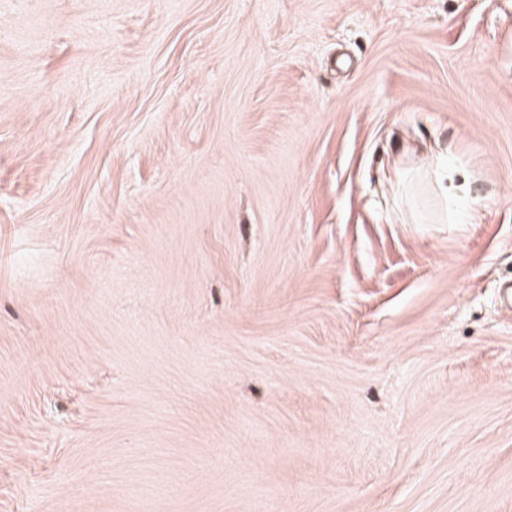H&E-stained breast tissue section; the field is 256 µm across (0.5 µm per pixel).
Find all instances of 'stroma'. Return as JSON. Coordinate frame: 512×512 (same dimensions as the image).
Returning a JSON list of instances; mask_svg holds the SVG:
<instances>
[{"label":"stroma","mask_w":512,"mask_h":512,"mask_svg":"<svg viewBox=\"0 0 512 512\" xmlns=\"http://www.w3.org/2000/svg\"><path fill=\"white\" fill-rule=\"evenodd\" d=\"M0 16V512H512V0Z\"/></svg>","instance_id":"1"}]
</instances>
